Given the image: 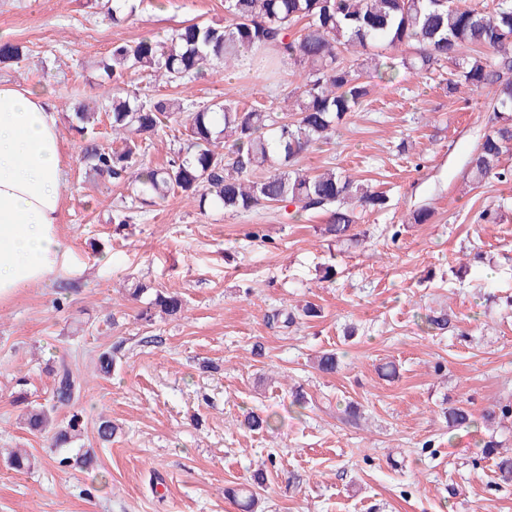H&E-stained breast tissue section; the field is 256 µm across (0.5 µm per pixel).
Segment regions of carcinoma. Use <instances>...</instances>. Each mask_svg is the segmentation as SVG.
<instances>
[{"label":"carcinoma","instance_id":"carcinoma-1","mask_svg":"<svg viewBox=\"0 0 512 512\" xmlns=\"http://www.w3.org/2000/svg\"><path fill=\"white\" fill-rule=\"evenodd\" d=\"M124 5L126 0H112L107 9L112 24L121 25L131 15ZM381 46L400 47L402 54L383 60L376 53ZM245 53L270 65H292L301 79L292 119H281L262 104L245 108L230 100L195 110L180 98L142 101L122 95L118 86L125 73L139 70L176 88L215 66H235ZM449 64L454 69L447 79L448 94L465 85L492 95L488 127L469 161L472 179L511 180L512 169L501 166V160L512 150V0H498L491 13L462 6L460 0H224V23L193 22L163 40L117 43L100 62L102 82L113 83L112 141L122 147L97 142L99 112L93 99L75 107V129L87 137L83 160L89 172L131 186L135 200H163L177 191L201 209L212 205L228 213L292 204L299 213L327 215L323 234L354 241L358 213L384 210L387 196L334 168L303 173L297 168L301 155L358 110L371 94L373 79L431 74ZM171 121L185 130L177 157L159 166L139 164L142 145ZM150 291L153 296L140 319L149 323L158 312L182 316L185 302L177 292L152 291L139 282L129 296L136 300ZM298 315L315 318L320 310L311 303L276 309L268 322L288 328ZM424 325L442 334L453 327L452 316L434 313ZM338 365L333 350L316 359L322 373L334 374ZM53 373V403L28 411L23 424L32 434H51V447L58 450L80 435L83 414L75 410L67 420L54 422L58 406L78 401L81 384L64 362ZM443 416L450 431L476 424L460 404L445 408ZM482 419L511 421L512 401L484 409ZM479 447L494 457L500 481L512 483V453L498 451L493 437ZM93 459V450L80 448L58 464L85 467ZM6 463L24 472L31 469L32 459L14 450L7 453Z\"/></svg>","mask_w":512,"mask_h":512}]
</instances>
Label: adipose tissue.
I'll list each match as a JSON object with an SVG mask.
<instances>
[{
  "instance_id": "ef3b65f1",
  "label": "adipose tissue",
  "mask_w": 512,
  "mask_h": 512,
  "mask_svg": "<svg viewBox=\"0 0 512 512\" xmlns=\"http://www.w3.org/2000/svg\"><path fill=\"white\" fill-rule=\"evenodd\" d=\"M59 117L41 90L0 85V304L66 267Z\"/></svg>"
}]
</instances>
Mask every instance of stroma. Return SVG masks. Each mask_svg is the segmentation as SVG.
<instances>
[{
	"instance_id": "obj_1",
	"label": "stroma",
	"mask_w": 512,
	"mask_h": 512,
	"mask_svg": "<svg viewBox=\"0 0 512 512\" xmlns=\"http://www.w3.org/2000/svg\"><path fill=\"white\" fill-rule=\"evenodd\" d=\"M115 26L101 0H0V42L20 48L0 83L50 90L59 115L67 185L59 232L82 275L50 281L0 304V451L27 449L17 473L0 458V512H240L224 495L267 472L254 512H512V485L478 446L486 429L449 433L442 411L481 413L512 397V180L475 183L468 161L492 104L449 95L439 74L381 82L300 168H335L389 197L363 214L360 245L329 244L325 216L282 209H199L177 194L125 226L126 186L93 178L69 118L77 101L109 97L97 63L116 42L162 39L196 21L222 22L224 0H135ZM291 70L258 59L214 69L188 85L191 103H261L285 113ZM433 216L417 224L414 210ZM498 212L494 223L482 210ZM262 225L265 240L251 238ZM335 263L333 281L320 279ZM174 290L182 318L145 323L127 289ZM313 303L319 318L288 329L272 310ZM445 309L456 332L428 334ZM357 336L344 338L346 327ZM119 370L94 374L102 351ZM339 356L336 373L315 366ZM85 375L76 445L93 466L62 468L45 437L22 425L27 407L51 403L58 362ZM25 379L27 404L12 394ZM306 403L297 406L293 388ZM361 406L350 420L347 402ZM256 411L274 420L252 432ZM118 428L100 444L97 427Z\"/></svg>"
}]
</instances>
